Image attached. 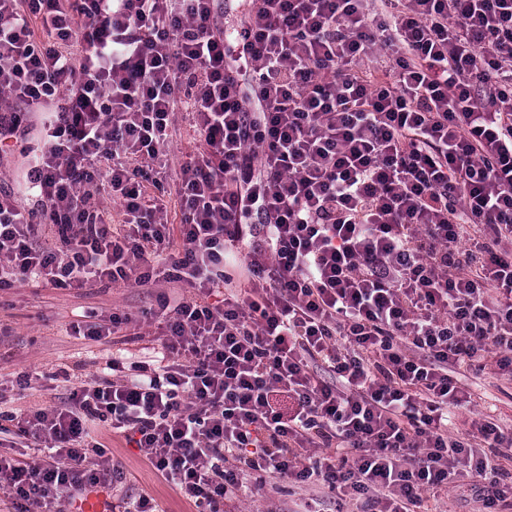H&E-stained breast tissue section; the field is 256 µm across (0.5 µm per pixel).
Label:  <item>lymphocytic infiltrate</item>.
Segmentation results:
<instances>
[{"label": "lymphocytic infiltrate", "mask_w": 512, "mask_h": 512, "mask_svg": "<svg viewBox=\"0 0 512 512\" xmlns=\"http://www.w3.org/2000/svg\"><path fill=\"white\" fill-rule=\"evenodd\" d=\"M223 15L0 0V147L41 143L33 208L0 193V290L183 286L143 310L144 352L0 411L43 454H0V495L66 512L111 485L103 423L207 512L270 480L428 512L460 465L502 512L512 427L450 425L475 406L462 375L512 380V0H259L241 60ZM182 110L203 145L175 226L146 184Z\"/></svg>", "instance_id": "obj_1"}]
</instances>
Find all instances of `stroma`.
<instances>
[{
    "label": "stroma",
    "mask_w": 512,
    "mask_h": 512,
    "mask_svg": "<svg viewBox=\"0 0 512 512\" xmlns=\"http://www.w3.org/2000/svg\"><path fill=\"white\" fill-rule=\"evenodd\" d=\"M175 128L174 151L161 173L170 194L175 191L181 163L201 145L190 113H177ZM178 290V284L164 281L151 287L82 290L29 281L0 291V409L23 411L38 403L53 406L66 402L72 386L93 382L112 358L138 352L142 336L157 332L156 325L143 318V310L155 306L158 294ZM115 312L130 315L131 321L106 340L95 341L71 331L83 315L95 314L97 322L103 323ZM63 368L68 370L69 380L57 378V371ZM468 385L479 411L500 424L512 425V383L489 372L469 379ZM98 439L123 472L110 491L112 512H123L131 498L145 494L155 498L164 512H198L148 468L139 451L124 438L102 426ZM308 498L318 499L321 512H336L335 502L326 497L322 486L313 483L290 494L266 489L264 495L243 499L236 512H299Z\"/></svg>",
    "instance_id": "35a3bbf8"
}]
</instances>
